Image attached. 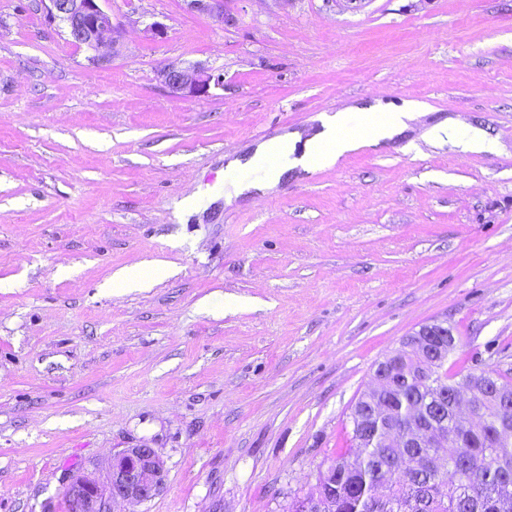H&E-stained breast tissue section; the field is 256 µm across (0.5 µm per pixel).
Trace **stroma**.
Masks as SVG:
<instances>
[{
  "mask_svg": "<svg viewBox=\"0 0 512 512\" xmlns=\"http://www.w3.org/2000/svg\"><path fill=\"white\" fill-rule=\"evenodd\" d=\"M101 6L123 38L94 65L39 0H0V512H67L73 473L140 446L164 485L114 512H289L421 325L512 373V0H232L230 27ZM191 64L223 85L170 94ZM369 109L411 118L225 199L229 159Z\"/></svg>",
  "mask_w": 512,
  "mask_h": 512,
  "instance_id": "1",
  "label": "stroma"
}]
</instances>
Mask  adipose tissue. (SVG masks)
Wrapping results in <instances>:
<instances>
[{"instance_id":"1","label":"adipose tissue","mask_w":512,"mask_h":512,"mask_svg":"<svg viewBox=\"0 0 512 512\" xmlns=\"http://www.w3.org/2000/svg\"><path fill=\"white\" fill-rule=\"evenodd\" d=\"M409 118V113L394 112L388 121L364 122L359 126L360 136L351 138L341 134L342 129L348 124L346 115L336 113L324 123L321 131L304 141L302 153L293 158L282 154L280 141L261 143L247 159L234 158L229 160L228 165L232 168L247 165L262 170L265 173L264 183H238L233 185L231 193L237 197L254 191H266L273 188L280 175L291 168L300 167L307 170L316 164L333 165L343 154L359 145L376 144L391 138L396 129L404 125Z\"/></svg>"}]
</instances>
